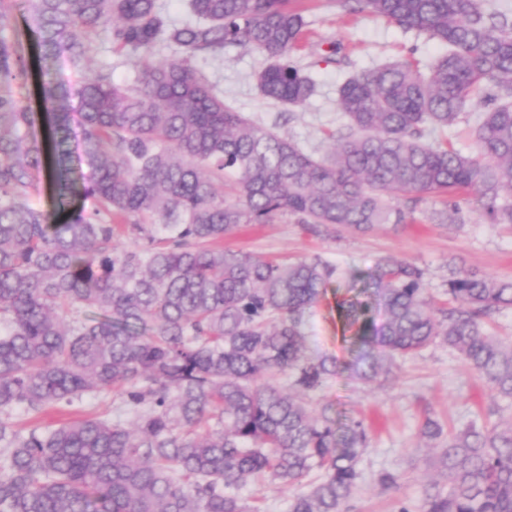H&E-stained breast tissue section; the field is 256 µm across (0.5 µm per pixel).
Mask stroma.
Masks as SVG:
<instances>
[{
  "mask_svg": "<svg viewBox=\"0 0 512 512\" xmlns=\"http://www.w3.org/2000/svg\"><path fill=\"white\" fill-rule=\"evenodd\" d=\"M300 5L312 35L291 59L316 84L315 93L302 106L274 103L260 94L255 73L261 58L247 48H228L218 60L200 56L194 65L218 85L235 109L261 125L277 127L305 151L321 156L332 146L331 135L344 129L337 89L351 74L404 58L423 69L442 48L385 20L342 11L329 0H300ZM0 37L15 43L27 63L20 89L25 102L36 112L58 111V103L46 98L42 62L21 14L0 23ZM443 207L442 199L426 197L416 204V223L383 224L364 233L336 226L314 235L295 216L282 214L269 224L239 226L225 236L224 246L262 258L319 257L337 265L339 276L309 316L307 334L312 348L344 363L351 353L336 302L351 296L354 278L372 272L381 259L419 266L438 298L443 297L449 269L456 264L491 276L512 277V233L489 224L467 200L459 204V223L440 224L438 213ZM318 400L332 404L338 416L364 420L371 428L361 463L362 478L350 501L353 512H400L404 507L420 512L423 487L437 475L435 453L420 437L425 417L463 430L482 422L492 395L455 354L434 346L406 359L391 383L366 387L343 372ZM384 471L398 475L396 487L379 485L378 477Z\"/></svg>",
  "mask_w": 512,
  "mask_h": 512,
  "instance_id": "35a3bbf8",
  "label": "stroma"
}]
</instances>
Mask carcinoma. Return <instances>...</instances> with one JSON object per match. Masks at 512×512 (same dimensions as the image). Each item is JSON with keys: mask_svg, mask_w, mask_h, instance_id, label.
Wrapping results in <instances>:
<instances>
[{"mask_svg": "<svg viewBox=\"0 0 512 512\" xmlns=\"http://www.w3.org/2000/svg\"><path fill=\"white\" fill-rule=\"evenodd\" d=\"M290 2L188 0L194 20L178 26L160 0H0L1 20L23 10L45 56L67 58L73 78L56 91L74 103L38 117L0 93V512H261L239 494L248 484L294 489L289 512H349L369 428L339 431L315 402L340 367L310 353L305 332L338 270L226 250L224 236L288 212L312 233L407 223L414 208L391 194L441 196L450 221L465 194L512 232V13L485 0H336L443 52L426 73L394 60L349 76L337 89L345 131L315 156L225 103L193 65L253 49L261 95L303 104L315 83L289 57L308 22ZM100 30L132 83L110 67L84 74L106 51ZM161 43L180 55L155 58ZM24 75L0 38V84ZM477 98L474 152L424 141ZM46 177L51 211L32 198ZM373 294L385 318L352 337L353 380L393 378L400 358L441 345L512 404V339L487 329L512 309V278L459 265L438 308L422 269L383 260L336 302L339 317L356 323ZM108 395L110 414L44 420ZM421 435L441 448L445 478L421 512H512V420L447 433L428 416Z\"/></svg>", "mask_w": 512, "mask_h": 512, "instance_id": "carcinoma-1", "label": "carcinoma"}]
</instances>
